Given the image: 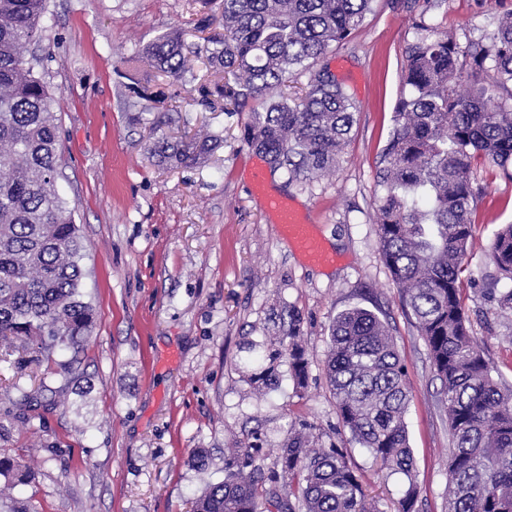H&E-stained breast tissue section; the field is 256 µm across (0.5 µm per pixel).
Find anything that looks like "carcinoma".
Here are the masks:
<instances>
[{
	"label": "carcinoma",
	"mask_w": 512,
	"mask_h": 512,
	"mask_svg": "<svg viewBox=\"0 0 512 512\" xmlns=\"http://www.w3.org/2000/svg\"><path fill=\"white\" fill-rule=\"evenodd\" d=\"M373 0H222V23L194 54L210 76L195 91L205 107L247 112L241 137L287 182L336 173L356 122V107L335 81L317 76L301 93L289 83L362 24ZM46 0H0V361L15 343L60 367L80 363L95 309L82 299V244L56 185L60 129L57 96L28 57ZM180 28L142 46L137 57L177 82L189 72L190 46ZM403 80L410 91L394 109L376 179L384 187L377 224L382 258L423 337L448 416V512H512V386L492 375L471 334L462 296L463 260L472 239L479 191L475 167L512 173V12L487 45L462 47L450 34L407 48ZM467 90L456 91L458 82ZM220 139L161 138L152 152L170 168L204 164ZM499 275L512 280V224L491 244ZM300 318L288 313L284 354L298 385L307 361ZM326 373L341 423L381 466L404 475L398 512H413L417 486L405 414L412 401L407 372L388 327L369 310L336 317ZM264 476L259 450L238 445L224 479L207 485L192 512H377L340 448L309 447L296 433ZM0 477L28 482L34 472L0 455Z\"/></svg>",
	"instance_id": "cac0c4a2"
}]
</instances>
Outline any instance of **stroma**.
<instances>
[{
    "label": "stroma",
    "mask_w": 512,
    "mask_h": 512,
    "mask_svg": "<svg viewBox=\"0 0 512 512\" xmlns=\"http://www.w3.org/2000/svg\"><path fill=\"white\" fill-rule=\"evenodd\" d=\"M512 0H374L346 42L320 65L342 85L358 122L335 176L287 182L272 174L254 190L255 154L240 117L198 105L194 92L142 68L163 103L130 107L128 56L174 28L199 43L193 0H48L37 52L59 99L58 189L84 247L83 288L97 319L72 374L44 376L16 349L0 364V450L23 457L35 478L0 487L34 512H189L207 484L224 477L229 448L259 434L262 465L277 467L291 432L315 447L342 448L363 475L378 512H396L407 479L379 470L339 423L325 375L331 327L361 307L385 322L413 394L405 416L414 452L416 512H445L448 419L441 384L399 288L379 253L375 179L392 127L407 48L447 32L461 45L489 43ZM194 133L222 144L205 166L166 169L150 148ZM466 258L464 303L472 333L496 377L512 385V316L496 299L512 281L496 276L490 246L512 224V181L484 167ZM279 195L312 224L332 260L286 245L265 197ZM301 317L308 381L297 388L287 358L271 387L251 379L253 360L277 349L289 311ZM53 388V409L23 421L20 390ZM208 456L206 470L193 462Z\"/></svg>",
    "instance_id": "stroma-1"
}]
</instances>
